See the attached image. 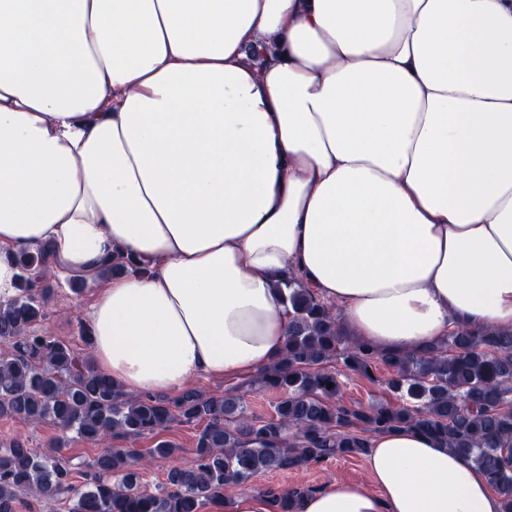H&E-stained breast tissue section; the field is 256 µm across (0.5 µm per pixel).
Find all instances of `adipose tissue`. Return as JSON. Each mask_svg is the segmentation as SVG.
I'll list each match as a JSON object with an SVG mask.
<instances>
[{
  "label": "adipose tissue",
  "mask_w": 512,
  "mask_h": 512,
  "mask_svg": "<svg viewBox=\"0 0 512 512\" xmlns=\"http://www.w3.org/2000/svg\"><path fill=\"white\" fill-rule=\"evenodd\" d=\"M37 245L133 394L280 357L291 269L382 349L511 328L512 0H0V302ZM365 459L297 512H502L416 429Z\"/></svg>",
  "instance_id": "ef3b65f1"
}]
</instances>
